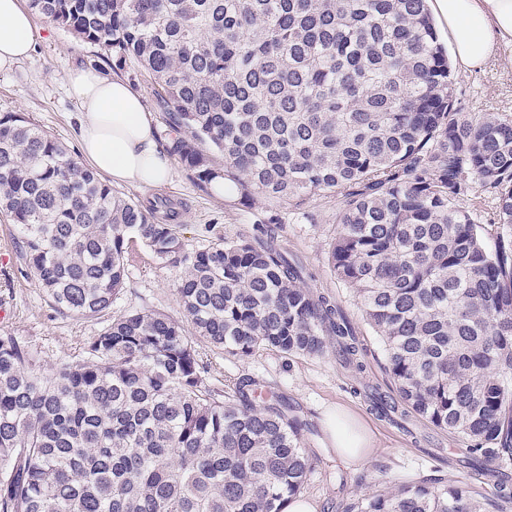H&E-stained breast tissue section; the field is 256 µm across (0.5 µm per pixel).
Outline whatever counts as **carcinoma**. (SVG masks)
Instances as JSON below:
<instances>
[{
    "instance_id": "1",
    "label": "carcinoma",
    "mask_w": 512,
    "mask_h": 512,
    "mask_svg": "<svg viewBox=\"0 0 512 512\" xmlns=\"http://www.w3.org/2000/svg\"><path fill=\"white\" fill-rule=\"evenodd\" d=\"M119 62L168 114L169 151L226 191L295 204L334 192L329 262L381 337L400 403L467 442L483 471L512 461V117L463 112L428 0H28ZM224 156V168L205 153ZM491 202L493 241L462 209ZM112 188L47 131L0 116V212L63 313L109 316L44 374L0 336V512H285L311 471L306 423L212 378L199 349L320 355L350 323L272 246L184 249L181 225ZM139 242L181 269L183 319L109 315ZM351 512H486L466 484L424 481Z\"/></svg>"
}]
</instances>
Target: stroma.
<instances>
[{"mask_svg":"<svg viewBox=\"0 0 512 512\" xmlns=\"http://www.w3.org/2000/svg\"><path fill=\"white\" fill-rule=\"evenodd\" d=\"M42 38L32 56L10 71L0 72V115L12 112L39 125L79 155L80 114L68 87L70 72L96 67L109 77L127 81L140 95L158 130L159 146H166L169 128L156 105L151 85L135 61L116 63L97 46L78 40L68 30L37 20ZM463 90L458 103L465 112H498L512 115V53L489 56L479 68L455 69ZM166 186L119 184V192L133 199L166 201L159 220L173 218L184 225L185 250L193 251L218 238L234 239L251 234L253 225L269 226L278 249L300 261L305 284L314 294L329 296L349 320L359 349L356 362L340 357L335 342L323 354L288 356L272 348L256 350L238 360L210 350L206 356L228 379H251L257 390L256 404L283 401L291 414L307 425L305 446L312 471L302 493L314 512H348L364 495L400 484L427 481L438 485L465 483L475 498L496 504L497 512H512V464L492 465L487 478L469 468L464 440L435 428L420 418L392 422L370 409L368 395L378 390L396 396L386 367L384 347L368 324L362 305L336 278L329 252L336 233V196L319 192L302 205L288 208L253 199L241 203L239 195H215L210 185L197 180L180 160L172 162ZM20 237L10 217L0 213V304L10 313L0 322V335L10 334L28 345L43 370L77 354L96 336L100 320L75 318L59 312L40 288L20 255ZM179 271L160 263L142 244H135L128 259V277L113 306L114 312L148 309L179 316L176 292ZM341 405L356 413L368 427L374 448L366 461L348 465L328 452L322 420L326 410Z\"/></svg>","mask_w":512,"mask_h":512,"instance_id":"1","label":"stroma"}]
</instances>
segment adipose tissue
<instances>
[{
	"instance_id": "obj_1",
	"label": "adipose tissue",
	"mask_w": 512,
	"mask_h": 512,
	"mask_svg": "<svg viewBox=\"0 0 512 512\" xmlns=\"http://www.w3.org/2000/svg\"><path fill=\"white\" fill-rule=\"evenodd\" d=\"M435 5L462 68L477 67L494 49L512 45V0H435ZM38 36L22 0H0V71L28 58ZM69 86L81 109V150L87 164L115 183L166 185L171 160L158 148L140 95L91 67L73 71ZM324 427L343 461L357 464L368 458L371 436L345 410H329Z\"/></svg>"
}]
</instances>
